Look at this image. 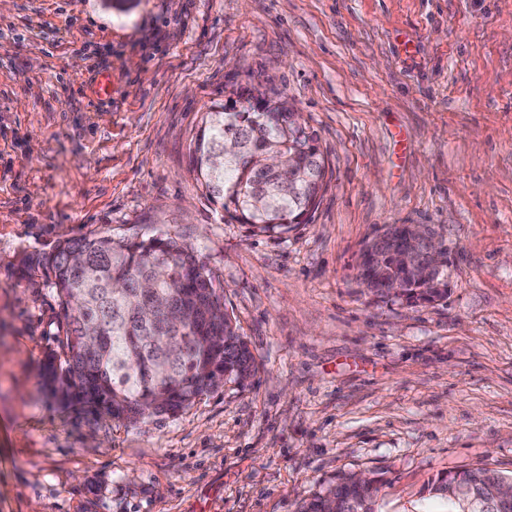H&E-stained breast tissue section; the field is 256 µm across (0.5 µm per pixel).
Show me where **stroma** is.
Segmentation results:
<instances>
[{"mask_svg":"<svg viewBox=\"0 0 512 512\" xmlns=\"http://www.w3.org/2000/svg\"><path fill=\"white\" fill-rule=\"evenodd\" d=\"M247 89L325 158L281 236L189 173L202 113ZM387 224L435 232L447 298L368 295ZM159 229L218 276L256 373L135 428L60 407L64 311L23 258ZM477 465L512 476V0H0V512H296L360 472L376 512H446L429 484Z\"/></svg>","mask_w":512,"mask_h":512,"instance_id":"1","label":"stroma"}]
</instances>
